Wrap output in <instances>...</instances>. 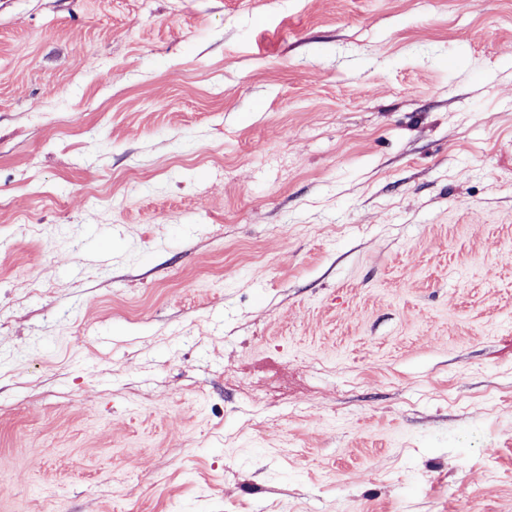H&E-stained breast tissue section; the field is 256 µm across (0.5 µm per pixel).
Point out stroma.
Returning <instances> with one entry per match:
<instances>
[{
	"mask_svg": "<svg viewBox=\"0 0 512 512\" xmlns=\"http://www.w3.org/2000/svg\"><path fill=\"white\" fill-rule=\"evenodd\" d=\"M0 512H512V0H0Z\"/></svg>",
	"mask_w": 512,
	"mask_h": 512,
	"instance_id": "35a3bbf8",
	"label": "stroma"
}]
</instances>
